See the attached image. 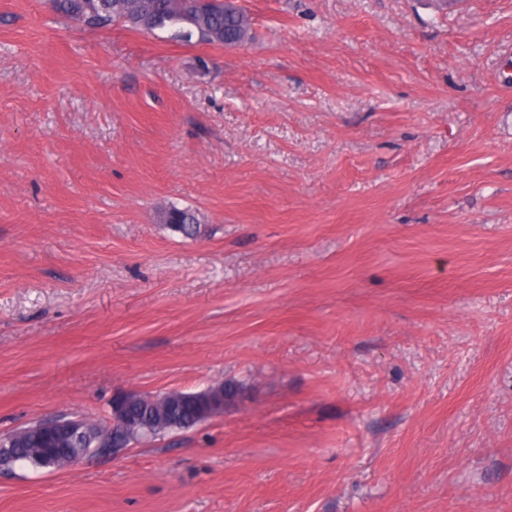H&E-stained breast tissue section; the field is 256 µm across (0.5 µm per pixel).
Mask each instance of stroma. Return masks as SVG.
Listing matches in <instances>:
<instances>
[{"label": "stroma", "mask_w": 512, "mask_h": 512, "mask_svg": "<svg viewBox=\"0 0 512 512\" xmlns=\"http://www.w3.org/2000/svg\"><path fill=\"white\" fill-rule=\"evenodd\" d=\"M239 4L229 48L0 0V433L244 386L0 512H512V0ZM160 221L184 238L195 239L200 231V219L198 213L187 208H179L175 205L163 209L160 213Z\"/></svg>", "instance_id": "obj_1"}]
</instances>
